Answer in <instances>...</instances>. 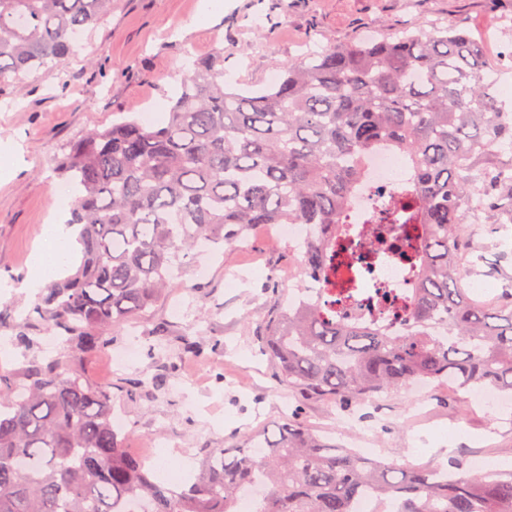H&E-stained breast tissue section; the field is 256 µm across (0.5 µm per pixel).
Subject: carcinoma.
<instances>
[{
  "label": "carcinoma",
  "mask_w": 512,
  "mask_h": 512,
  "mask_svg": "<svg viewBox=\"0 0 512 512\" xmlns=\"http://www.w3.org/2000/svg\"><path fill=\"white\" fill-rule=\"evenodd\" d=\"M112 0H0V88L42 69L63 71L84 30ZM482 43L453 23L388 32L376 41L333 42L285 64L261 91L224 80V48L189 62L162 126L128 115L70 145L56 173L75 193L81 262L41 289L33 312L0 308V336L27 354L40 336H62L73 357L99 352L119 322L182 284L197 247L234 246L254 224L317 230L301 274L326 283L325 299L272 306L258 335L281 386L345 406L415 382L512 392V290L497 304L470 296L462 246L488 218L512 212V179L498 149L512 119L485 84ZM380 148L407 159L400 218L419 232L404 256L415 279L395 300L376 288L374 318L342 314L352 290L336 281L335 248L366 246L341 224ZM400 309L406 331L389 333ZM108 388L59 361L0 369V512H236L239 493L265 491L256 512H351L372 491L399 512H512V467L474 473L464 460L398 470L285 423L232 448H205L198 473L165 484L122 446ZM263 449L255 456L253 449Z\"/></svg>",
  "instance_id": "obj_1"
}]
</instances>
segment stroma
<instances>
[{"instance_id":"stroma-1","label":"stroma","mask_w":512,"mask_h":512,"mask_svg":"<svg viewBox=\"0 0 512 512\" xmlns=\"http://www.w3.org/2000/svg\"><path fill=\"white\" fill-rule=\"evenodd\" d=\"M205 0H112V14L81 38L54 72L29 75L0 92V142L22 145V158L0 152V305L31 309L35 295L22 289L39 235L56 212L61 181L55 166L63 149L91 129H103L127 113L161 123L176 98L188 57L224 49V71L233 85L257 91L276 83L288 60L328 42L369 40L423 22L452 21L480 40L492 66L512 84V34L501 37L492 17L512 16V0H224V10L200 22ZM477 279L512 288V223L485 235L470 256ZM264 264L266 273L246 267ZM186 272L188 288H174L137 319L115 326L95 356L75 361L68 346L55 356L64 372L80 369L109 387L114 412L125 416V446L147 458L150 441L174 448L238 443L248 434L296 419L308 431L348 447L350 431L363 432L376 459L402 469L430 468L449 458L512 459V409L495 417L463 391L441 382L426 395L401 388L377 403L346 407L288 393L257 339L261 319L288 285L297 284L300 259L287 240L254 226L246 239L195 251ZM183 301L185 317L172 314ZM200 324L199 354L166 358L150 352V330L167 326L179 343L188 325ZM133 351L128 364L115 355ZM166 369L159 391L132 388Z\"/></svg>"}]
</instances>
